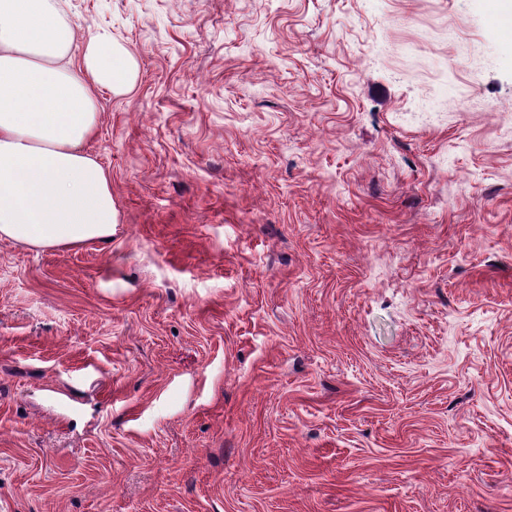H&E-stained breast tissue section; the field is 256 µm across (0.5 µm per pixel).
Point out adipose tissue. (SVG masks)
<instances>
[{
  "label": "adipose tissue",
  "mask_w": 512,
  "mask_h": 512,
  "mask_svg": "<svg viewBox=\"0 0 512 512\" xmlns=\"http://www.w3.org/2000/svg\"><path fill=\"white\" fill-rule=\"evenodd\" d=\"M75 32L55 0H0V240L35 248L112 238L108 172L85 151L96 88H122L134 62L110 36L68 57Z\"/></svg>",
  "instance_id": "ef3b65f1"
}]
</instances>
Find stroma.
I'll return each instance as SVG.
<instances>
[{
	"instance_id": "obj_1",
	"label": "stroma",
	"mask_w": 512,
	"mask_h": 512,
	"mask_svg": "<svg viewBox=\"0 0 512 512\" xmlns=\"http://www.w3.org/2000/svg\"><path fill=\"white\" fill-rule=\"evenodd\" d=\"M111 242L0 241V512H512L503 0H56Z\"/></svg>"
}]
</instances>
